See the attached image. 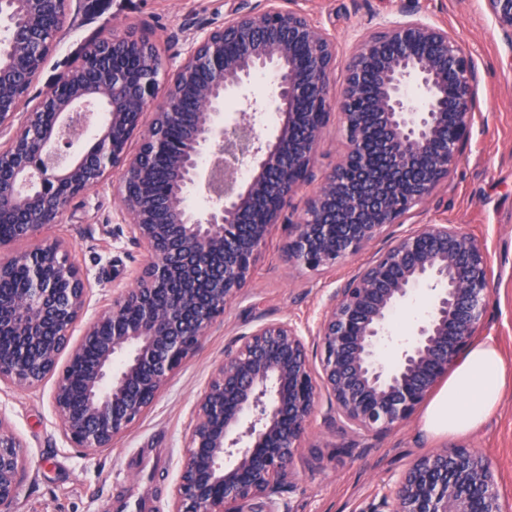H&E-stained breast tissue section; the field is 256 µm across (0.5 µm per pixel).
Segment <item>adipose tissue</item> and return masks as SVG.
<instances>
[{
    "label": "adipose tissue",
    "mask_w": 512,
    "mask_h": 512,
    "mask_svg": "<svg viewBox=\"0 0 512 512\" xmlns=\"http://www.w3.org/2000/svg\"><path fill=\"white\" fill-rule=\"evenodd\" d=\"M505 386L506 370L497 347L487 340L472 343L426 406L423 431L443 437L475 430L498 408Z\"/></svg>",
    "instance_id": "ef3b65f1"
}]
</instances>
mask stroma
I'll return each mask as SVG.
<instances>
[{
  "mask_svg": "<svg viewBox=\"0 0 512 512\" xmlns=\"http://www.w3.org/2000/svg\"><path fill=\"white\" fill-rule=\"evenodd\" d=\"M265 6L266 0H101L91 15L69 9L29 101L37 103L53 77L79 63L78 49L88 39L110 38L130 27L143 31L156 42L168 74L191 43L222 24L229 11ZM293 6L336 39V68L329 77L333 95L342 89L359 37L403 11L447 26L474 59L476 108L465 152L448 180L388 234L396 237L419 224H454L487 249L493 276L485 325L476 338L497 346L507 384L488 421L455 441L492 461L500 492L512 502V38L499 31L484 0H294ZM49 235L68 247L72 262L88 277L93 312L111 303L113 291L127 285L128 272L144 259L142 248L118 234L109 180L71 199ZM286 237L284 225L272 230L247 287L223 320L155 406L110 449L89 456L67 444L52 407L54 379L34 391L0 385V418L27 457L14 512H125L123 502L130 496L142 503L141 512H169L194 403L225 348L261 319L290 317L316 325L329 295L371 256L364 249L330 271L299 270L288 262ZM420 421L413 416L382 438L357 437L330 425L326 409H319L294 461L295 486L284 496L290 512H364L411 459L445 445V438L426 435Z\"/></svg>",
  "mask_w": 512,
  "mask_h": 512,
  "instance_id": "35a3bbf8",
  "label": "stroma"
}]
</instances>
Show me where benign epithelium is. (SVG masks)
Listing matches in <instances>:
<instances>
[{"mask_svg": "<svg viewBox=\"0 0 512 512\" xmlns=\"http://www.w3.org/2000/svg\"><path fill=\"white\" fill-rule=\"evenodd\" d=\"M68 0H0L10 40L34 51L47 38L31 19H61ZM495 25L512 35V0H485ZM134 28L87 55L69 95L47 91L0 147V228L41 237L10 254L0 235V282L27 272L24 288L0 290V384L35 390L56 377L53 407L73 448L112 447L155 404L171 376L201 348L251 278L272 228H288L291 265L332 269L376 245L451 174L469 140L477 71L456 35L420 18L386 24L356 44L338 100L330 97L336 40L305 13L267 0L237 9L191 45L167 82L164 102L142 131L159 91L161 57ZM268 99L243 98L240 117L218 120L228 94L259 73ZM38 71L0 66L16 86ZM278 112L275 132L257 115ZM18 99L0 96V128ZM106 119L83 137L94 112ZM345 149L321 177L317 152L332 114ZM140 145L129 148L133 139ZM213 156L247 177L210 197L202 213L186 203L207 185L201 160ZM168 163L155 178L154 162ZM119 174L118 223L144 248L130 286L86 324L90 283L66 246L43 236L66 203ZM319 181L296 218L299 189ZM492 267L485 246L453 224H424L375 250L336 289L315 327L292 318L261 320L239 334L199 394L172 490L171 512H287L282 499L321 393L330 420L380 437L408 422L466 353L484 325ZM429 306L393 360L389 324L415 288ZM25 467L23 444L0 419V512H11ZM364 512H505L496 469L482 453L450 443L402 470L378 506Z\"/></svg>", "mask_w": 512, "mask_h": 512, "instance_id": "7a95c632", "label": "benign epithelium"}]
</instances>
